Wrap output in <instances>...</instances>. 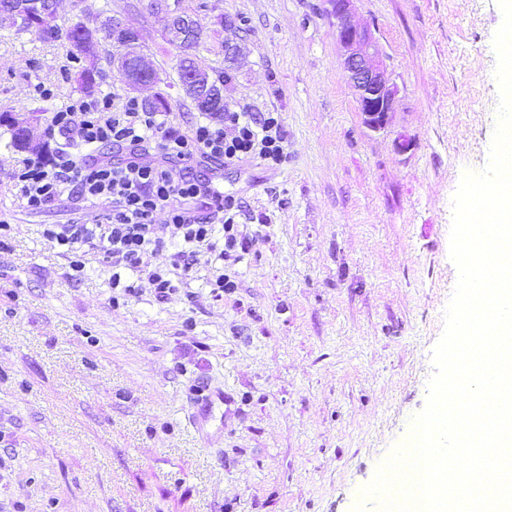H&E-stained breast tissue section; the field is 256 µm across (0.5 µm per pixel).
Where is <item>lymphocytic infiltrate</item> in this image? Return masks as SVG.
Returning a JSON list of instances; mask_svg holds the SVG:
<instances>
[{"label":"lymphocytic infiltrate","mask_w":512,"mask_h":512,"mask_svg":"<svg viewBox=\"0 0 512 512\" xmlns=\"http://www.w3.org/2000/svg\"><path fill=\"white\" fill-rule=\"evenodd\" d=\"M51 135L52 159H27L12 176L27 208L40 210L76 192L112 212L104 224L46 225V238L68 258L71 271H83L92 253L111 266L113 287L132 295L143 278L162 301L181 292L201 250L223 263L238 260L249 245L239 200L198 175L195 162L257 157L277 167L286 158L278 113H206L181 134L133 98L76 100L55 112ZM114 146L128 147L129 155L109 157L106 150ZM175 159L183 163L177 174L169 166ZM159 210L167 211V223L154 222ZM168 246L174 249L170 265L148 268L145 255Z\"/></svg>","instance_id":"f902f5d3"}]
</instances>
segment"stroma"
Instances as JSON below:
<instances>
[{
	"label": "stroma",
	"instance_id": "stroma-1",
	"mask_svg": "<svg viewBox=\"0 0 512 512\" xmlns=\"http://www.w3.org/2000/svg\"><path fill=\"white\" fill-rule=\"evenodd\" d=\"M149 3L56 0L55 22L138 29L160 76L141 94L163 93L185 131L199 114ZM179 6L207 33L200 65L229 75V109L280 113L287 158L200 165L243 202L250 243L233 294L212 296L203 251L185 293L161 301L145 282L116 305L111 268L91 255L71 275L41 234L103 223L105 208L75 193L25 208L11 174L31 153L0 125V512H381L364 489L410 442L458 279L452 197L489 160L502 10L356 0L400 89L373 131L321 0ZM19 25L0 13V114L38 113L45 146L84 64ZM198 387L224 395L202 436L187 425Z\"/></svg>",
	"mask_w": 512,
	"mask_h": 512
}]
</instances>
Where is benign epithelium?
Instances as JSON below:
<instances>
[{
  "instance_id": "7a95c632",
  "label": "benign epithelium",
  "mask_w": 512,
  "mask_h": 512,
  "mask_svg": "<svg viewBox=\"0 0 512 512\" xmlns=\"http://www.w3.org/2000/svg\"><path fill=\"white\" fill-rule=\"evenodd\" d=\"M354 0H323V12L336 29V42L341 52L347 80L356 91L359 112L365 126L373 131L385 128L399 94V87L384 61L381 44L369 27L352 22ZM152 10L160 18L163 30L173 45L187 59L186 75L181 82L185 96L195 102H223L224 84L198 64V48L203 39L200 22L186 14L170 0H152ZM81 38L68 43V51L85 58L95 50L101 31L112 32L121 49L112 58L134 92L150 81L145 73L131 65L141 57L140 33L114 17L108 23H82Z\"/></svg>"
}]
</instances>
